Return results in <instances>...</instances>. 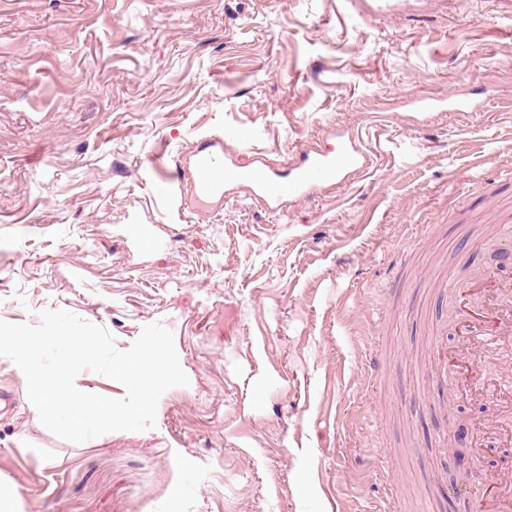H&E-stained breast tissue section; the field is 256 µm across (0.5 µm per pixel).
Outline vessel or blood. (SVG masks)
I'll list each match as a JSON object with an SVG mask.
<instances>
[{"label":"vessel or blood","instance_id":"obj_1","mask_svg":"<svg viewBox=\"0 0 512 512\" xmlns=\"http://www.w3.org/2000/svg\"><path fill=\"white\" fill-rule=\"evenodd\" d=\"M338 149L333 153L300 151L290 163L286 176L270 173L263 166H245L224 148L222 136L204 139L188 173L190 202L200 206L205 200L229 197L240 187L273 212L286 203L311 200L322 190L336 186L356 172L366 171L371 154L364 149L359 135L336 133ZM499 294L488 301L484 314L474 317L461 328L464 344L459 350L461 369L455 385L465 394H491L495 408L477 426L473 439L474 457H482L487 435H495L500 447H512V366L495 376L477 375L476 370L498 346L512 341V257L503 256L484 272ZM480 512H512V469L491 474L488 488L481 497Z\"/></svg>","mask_w":512,"mask_h":512}]
</instances>
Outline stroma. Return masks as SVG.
<instances>
[{"instance_id":"1","label":"stroma","mask_w":512,"mask_h":512,"mask_svg":"<svg viewBox=\"0 0 512 512\" xmlns=\"http://www.w3.org/2000/svg\"><path fill=\"white\" fill-rule=\"evenodd\" d=\"M459 94L483 110L417 128V99ZM336 125L370 169L284 214L155 189L206 136L283 172ZM504 224L512 0H0V321L63 309L121 350L158 323L189 379L153 428L72 443L0 359L14 512H380L378 448L399 512H471L493 469L456 465V435L479 404L421 367L496 296L478 282L512 253Z\"/></svg>"}]
</instances>
